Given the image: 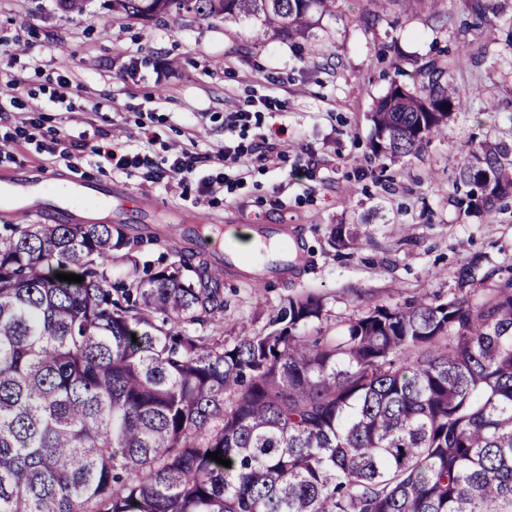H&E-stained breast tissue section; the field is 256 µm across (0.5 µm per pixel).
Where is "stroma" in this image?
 I'll list each match as a JSON object with an SVG mask.
<instances>
[{
    "label": "stroma",
    "instance_id": "1",
    "mask_svg": "<svg viewBox=\"0 0 512 512\" xmlns=\"http://www.w3.org/2000/svg\"><path fill=\"white\" fill-rule=\"evenodd\" d=\"M102 2L90 0L78 15L60 0H0V88L16 71L25 80L24 109L0 112V138L10 140L0 171L97 180L113 207L84 211L90 224L126 223V195L156 204L134 225L144 243L133 260L108 262L113 283L178 264L175 244L195 238L199 224L218 242L226 224L297 229L288 260L294 275L268 283L256 271L225 270L223 312L191 327L230 345L265 331L289 298L307 293L323 303L322 320L307 335L330 336L378 305L447 301L468 263L512 276V201L471 212L455 190L464 157L480 142L512 144V0H486L483 17L474 0H422L372 25L373 0H336L335 15L311 31L312 54L259 36L248 22L170 14L103 23ZM430 61L446 68L457 93L475 89L478 97L419 150L375 156L378 101L391 82L413 86ZM67 70L80 88L65 107L50 95ZM109 97L115 110H96ZM264 99L279 107L264 112L261 124L225 131V109L255 111ZM262 135L283 145L279 166L241 171L218 163L225 141L246 148ZM83 139L143 150L157 162L195 140L214 156L210 171L223 174L224 189L201 199L176 181L153 182L145 170H116L91 156L75 168L51 161L48 146ZM339 224L357 226L361 245L335 246L331 231Z\"/></svg>",
    "mask_w": 512,
    "mask_h": 512
}]
</instances>
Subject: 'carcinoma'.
I'll list each match as a JSON object with an SVG mask.
<instances>
[{
	"label": "carcinoma",
	"instance_id": "obj_1",
	"mask_svg": "<svg viewBox=\"0 0 512 512\" xmlns=\"http://www.w3.org/2000/svg\"><path fill=\"white\" fill-rule=\"evenodd\" d=\"M108 2L290 41L336 8ZM417 74L373 112L375 154L416 150L461 108L436 62ZM460 181L469 210L512 198V147L480 143ZM141 243L119 224L0 235V512H512V277L475 304L469 286L491 275L464 266L448 301L379 305L320 343L301 330L321 299L290 298L226 347L186 329L224 310L199 252L112 295L106 263Z\"/></svg>",
	"mask_w": 512,
	"mask_h": 512
}]
</instances>
